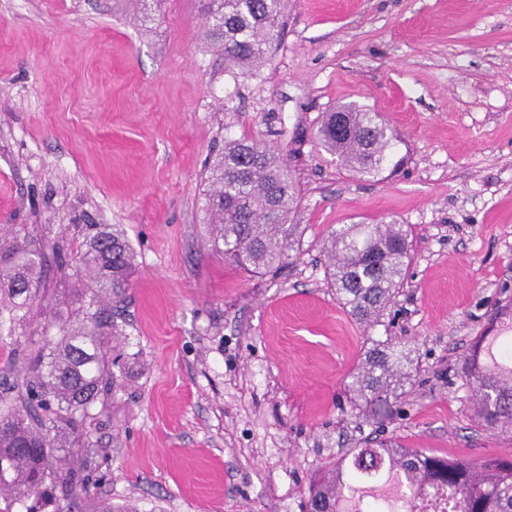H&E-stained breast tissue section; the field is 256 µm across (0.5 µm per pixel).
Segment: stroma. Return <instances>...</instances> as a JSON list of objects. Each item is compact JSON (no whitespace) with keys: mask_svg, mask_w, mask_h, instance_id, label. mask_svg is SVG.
Returning a JSON list of instances; mask_svg holds the SVG:
<instances>
[{"mask_svg":"<svg viewBox=\"0 0 512 512\" xmlns=\"http://www.w3.org/2000/svg\"><path fill=\"white\" fill-rule=\"evenodd\" d=\"M206 0H0V234L46 254L22 341L0 295V386L16 345L58 339L92 225L118 226L136 271L113 311L121 356L83 449L99 502L138 512H306L322 467L381 436L476 461L512 455L479 423L464 361L512 311V0H287L269 61L231 74ZM356 103L398 134L369 180L315 141ZM273 146L298 207L277 275L209 242L207 167L225 138ZM397 221L412 261L365 329L326 280L344 224ZM408 339L396 413L346 391L368 338Z\"/></svg>","mask_w":512,"mask_h":512,"instance_id":"obj_1","label":"stroma"}]
</instances>
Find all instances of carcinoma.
Here are the masks:
<instances>
[{"mask_svg":"<svg viewBox=\"0 0 512 512\" xmlns=\"http://www.w3.org/2000/svg\"><path fill=\"white\" fill-rule=\"evenodd\" d=\"M285 0H208L206 24L224 64L253 69L266 60ZM315 139L353 174L376 177L396 157L398 135L380 113L355 103L326 113ZM207 182L213 249L252 273L277 272L291 247L297 208L295 188L283 157L253 139L227 138L209 168ZM327 280L336 298L359 323L374 326L411 262L408 230L388 224H346L325 245ZM135 256L121 232L100 230L79 259V307L60 327L62 336L32 352L14 349L26 367L25 392L16 401L0 394V491L24 512H67L89 492L84 447L86 422L107 408L112 388V302L130 284ZM41 255L17 240L0 237V291L18 322L40 300ZM409 342L388 336L371 340L347 385L364 416L390 417L401 401L411 364ZM465 373L473 380L476 414L485 430L512 431V376L476 369L468 355ZM406 476L410 495L400 512H512V458L477 462L452 459L419 448H350L324 467L309 494V512H348L345 494L356 486L371 490L353 512H379L376 482L385 471Z\"/></svg>","mask_w":512,"mask_h":512,"instance_id":"obj_1","label":"carcinoma"}]
</instances>
